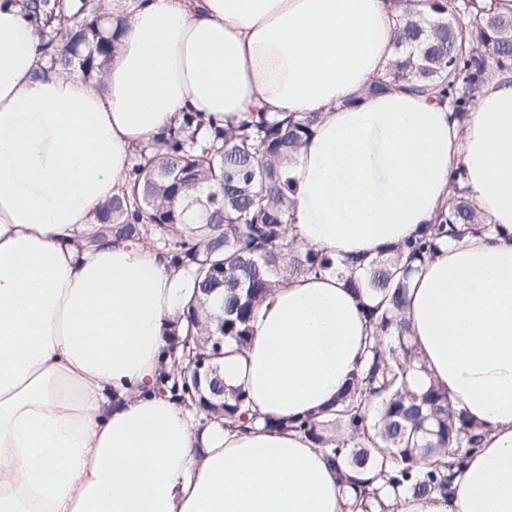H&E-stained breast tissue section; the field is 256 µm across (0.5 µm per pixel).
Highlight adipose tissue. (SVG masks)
I'll return each instance as SVG.
<instances>
[{
  "instance_id": "obj_1",
  "label": "adipose tissue",
  "mask_w": 512,
  "mask_h": 512,
  "mask_svg": "<svg viewBox=\"0 0 512 512\" xmlns=\"http://www.w3.org/2000/svg\"><path fill=\"white\" fill-rule=\"evenodd\" d=\"M392 0H138L97 83L52 67L19 0H0V512H346L301 433L201 425L156 383L192 296L146 241L82 235L135 149L186 112L322 119L286 167L301 243L376 256L430 223L463 167L503 235L442 245L409 292L421 372L483 426L452 491L395 512H512V73L465 129L447 103L368 93L393 56ZM371 328L343 280L284 278L227 387L261 418L327 409Z\"/></svg>"
}]
</instances>
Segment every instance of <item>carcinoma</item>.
<instances>
[{"instance_id":"obj_1","label":"carcinoma","mask_w":512,"mask_h":512,"mask_svg":"<svg viewBox=\"0 0 512 512\" xmlns=\"http://www.w3.org/2000/svg\"><path fill=\"white\" fill-rule=\"evenodd\" d=\"M397 2L402 9L388 77L369 90L396 86L446 100L464 127L485 84L512 71V14L499 12L495 0H455L452 9L448 0ZM24 9L40 30L63 18L44 48L59 70L95 81L119 39L101 0H79L73 13L60 2L46 11L37 0ZM317 121L316 114L260 111L224 127L183 114L141 148L82 241L93 247L109 236L153 238L190 270L196 292L184 306L182 336H192L198 356L210 355V336L219 329L243 350L256 306L285 276L332 271L346 278L357 299L371 298L362 307L377 340L346 393L325 411L266 425L300 432L325 449L342 481L358 489L352 509L389 512L403 496L448 494L468 449L482 440L483 427L469 422L447 393L413 387L421 366L405 312L415 273L444 238L461 240L493 225L457 170L434 222L372 259L335 262L301 246L288 215L293 187L283 167ZM158 388L212 422L236 427L256 420L244 390L226 387L213 370L198 387L172 368Z\"/></svg>"}]
</instances>
